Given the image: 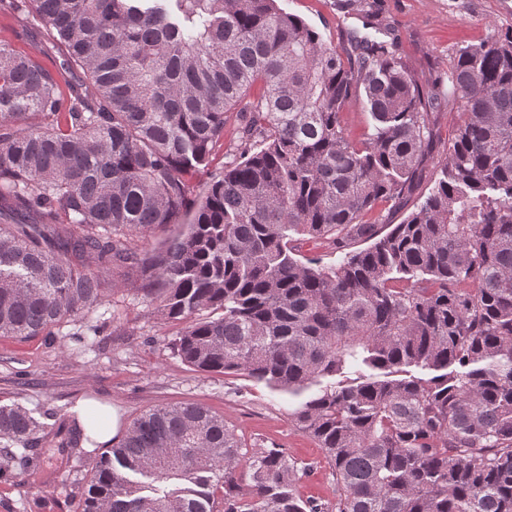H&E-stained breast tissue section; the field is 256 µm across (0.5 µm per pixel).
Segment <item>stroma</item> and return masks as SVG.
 I'll return each instance as SVG.
<instances>
[{"label": "stroma", "mask_w": 512, "mask_h": 512, "mask_svg": "<svg viewBox=\"0 0 512 512\" xmlns=\"http://www.w3.org/2000/svg\"><path fill=\"white\" fill-rule=\"evenodd\" d=\"M277 4L340 50L349 47L351 31L362 30L367 12H378L422 83L448 70L459 49L512 31V0H362L348 13L335 0ZM90 325L101 330L96 346L73 355V332ZM181 328L145 296L139 273L129 272L124 286L112 291L108 311L71 318L58 336H0V403L47 413V426L61 434L72 429L77 409L90 403L113 410L125 428L151 407L197 402L223 415L245 443L262 440L307 464L298 480L303 496L333 499L336 484L321 449L290 417L296 399L240 374L190 370L169 348ZM35 453L34 473L0 477V512H82L94 455L61 446L58 438Z\"/></svg>", "instance_id": "stroma-1"}]
</instances>
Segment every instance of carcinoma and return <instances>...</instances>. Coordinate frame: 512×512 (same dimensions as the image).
I'll return each instance as SVG.
<instances>
[{"instance_id": "obj_1", "label": "carcinoma", "mask_w": 512, "mask_h": 512, "mask_svg": "<svg viewBox=\"0 0 512 512\" xmlns=\"http://www.w3.org/2000/svg\"><path fill=\"white\" fill-rule=\"evenodd\" d=\"M0 10L48 36L34 53L0 39V336H52L137 269L184 323L188 367L306 395L290 416L336 479L335 501L305 499L283 449L162 405L96 461L82 512H512V31L422 85L395 41L340 52L276 0ZM360 95L373 129L355 143L343 111ZM435 152L433 186L383 231L371 215ZM74 336L81 355L97 328ZM50 436L0 405V475Z\"/></svg>"}]
</instances>
